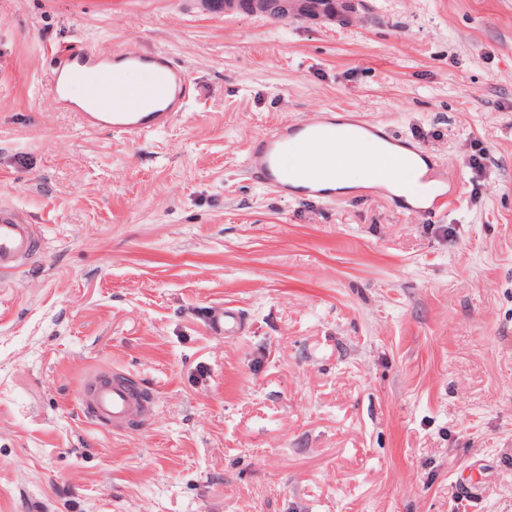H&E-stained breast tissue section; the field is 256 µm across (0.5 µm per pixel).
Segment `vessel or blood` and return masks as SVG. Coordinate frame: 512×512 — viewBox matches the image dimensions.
<instances>
[{
	"label": "vessel or blood",
	"instance_id": "b4317fda",
	"mask_svg": "<svg viewBox=\"0 0 512 512\" xmlns=\"http://www.w3.org/2000/svg\"><path fill=\"white\" fill-rule=\"evenodd\" d=\"M304 7L298 15L312 23L361 26L366 21L365 11H353L346 0H302ZM53 65L47 87L56 104L63 109L72 103L65 92V79L73 72L83 75V97L87 111L80 121L85 130H106L125 140H138L146 134L165 129L187 109L191 95L187 76L169 54L158 51L149 54L123 50H101L73 40L52 51ZM150 66L157 73L154 83L131 88L124 84V69ZM308 119L284 123L258 134L249 143L246 169L254 180L270 188L281 197L321 198L310 173H303L304 187L291 183L293 172L286 164L296 142L320 148L325 141H345L346 135L337 132V124L350 127L351 132L363 138H377L399 147L395 156L374 157L370 164L375 173L371 185L361 187L360 195H381L393 198L394 189L404 180H415L421 201L413 210L421 216L435 214L437 209L457 199L460 185L456 170L441 166L427 158L424 150L407 138L395 134L387 125L373 122L360 115L335 113L321 104L311 105ZM425 161V172H418L416 158ZM39 247L37 230L17 207L0 203V272L15 269L33 256ZM210 329L224 334L239 327L240 319L224 309L210 311L207 316ZM79 403L85 418L92 424L119 429L134 420L147 421L153 405L141 391L127 382L122 372L107 375L93 370L86 374L79 388Z\"/></svg>",
	"mask_w": 512,
	"mask_h": 512
}]
</instances>
